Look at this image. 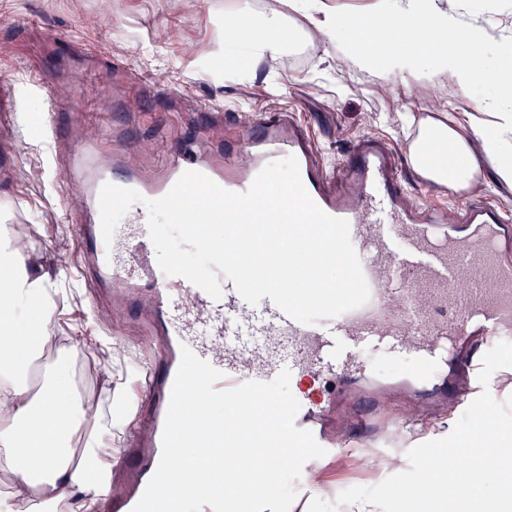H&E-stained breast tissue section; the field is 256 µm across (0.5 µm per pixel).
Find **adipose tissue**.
Segmentation results:
<instances>
[{
    "label": "adipose tissue",
    "instance_id": "1",
    "mask_svg": "<svg viewBox=\"0 0 512 512\" xmlns=\"http://www.w3.org/2000/svg\"><path fill=\"white\" fill-rule=\"evenodd\" d=\"M261 15L251 0H234L232 11L251 18L238 38L253 54L276 60L306 39H335L336 53L354 70L379 78L400 75L426 85L430 77L420 66L421 51L435 64L448 54L458 61L449 74L458 86L469 87L497 70L476 67V49L486 39L482 29L461 31L449 0H366L358 12L363 29L394 28L397 46L367 50L359 34L340 36L343 13L333 0H278ZM415 134L406 152L417 176L427 185L455 193L476 189L485 175L512 188V109L483 100L475 112L458 121L444 112L410 117ZM0 272L11 285L0 290V308L24 299L39 318L18 330L13 315L0 320V512H89L100 483L112 468L103 462L99 437L103 426L88 418L84 396L76 394L64 359L44 369L39 391L28 381L31 364L49 351L55 338L53 310L42 277L29 273L20 251L0 238Z\"/></svg>",
    "mask_w": 512,
    "mask_h": 512
}]
</instances>
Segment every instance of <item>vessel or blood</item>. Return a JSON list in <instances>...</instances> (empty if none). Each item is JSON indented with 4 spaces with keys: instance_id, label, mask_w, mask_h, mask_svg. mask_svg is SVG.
Returning <instances> with one entry per match:
<instances>
[{
    "instance_id": "1",
    "label": "vessel or blood",
    "mask_w": 512,
    "mask_h": 512,
    "mask_svg": "<svg viewBox=\"0 0 512 512\" xmlns=\"http://www.w3.org/2000/svg\"><path fill=\"white\" fill-rule=\"evenodd\" d=\"M104 63L109 80L85 87V95L111 99L121 112L140 111L142 100L126 95L132 76L123 61L108 57ZM26 88L42 104L48 136L70 147L58 169L60 187L70 208L90 222L85 252L97 282L112 288L116 305L139 298L136 316L154 336L151 359L134 376L135 402L129 407L132 416L144 413L150 421L147 451L135 461L141 484H148L160 461L183 348L219 371V391L269 382L285 369L294 382L307 374L337 379V392L300 400L295 417L296 427L310 431L332 459L336 445L327 427L337 410L351 405L366 421L380 419L386 388L418 392L434 407L466 401L479 382L483 356L492 345L512 340V215L473 198L455 217H440L437 209L413 200L377 138H361L347 157L330 163L310 129L286 111L257 116L242 109L233 117L241 135L238 149L223 151L204 141L188 155L172 142L158 147L131 141L122 126L107 128L82 113L59 122V106L72 94L69 84L33 73ZM289 157L296 159L314 202L349 224L370 290L361 307L306 325L270 298L249 304L224 276L221 298L212 299L161 270L145 204L129 209L112 242L103 239L104 184L156 200L194 170L242 193L267 165ZM382 354L408 360L386 387L368 371Z\"/></svg>"
}]
</instances>
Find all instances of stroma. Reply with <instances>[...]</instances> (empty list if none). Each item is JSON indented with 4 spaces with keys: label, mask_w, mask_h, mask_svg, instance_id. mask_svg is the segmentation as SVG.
<instances>
[{
    "label": "stroma",
    "mask_w": 512,
    "mask_h": 512,
    "mask_svg": "<svg viewBox=\"0 0 512 512\" xmlns=\"http://www.w3.org/2000/svg\"><path fill=\"white\" fill-rule=\"evenodd\" d=\"M230 2L208 0L196 7L192 0H112L115 23L111 30L96 32L83 21L96 13L98 0H0V70L17 77L29 67L51 80L101 81L105 74L91 67V60L101 54L121 58L137 76L128 84V94L148 102L147 112L134 119L137 141H151L156 125L171 119L173 134L187 152L200 122L182 111L184 99L221 104L228 119L239 108L286 109L310 127L322 155L334 161L345 158L354 142L369 134L387 145L413 197L426 206L444 205L449 213L457 212L464 195L426 187L408 161L406 115L426 109L414 80L394 76L382 84L366 73L337 70L336 48L324 40L275 63L255 62L246 46L225 34ZM452 5L462 26L485 30L481 51L487 61L512 48V0H452ZM186 33L202 45L199 58L180 54V38ZM17 94L22 99L18 162L13 176L0 175V209L8 213L9 227L26 240V265L47 280L55 300L54 335L62 341L71 336L96 340L92 347L77 345L70 353L72 364L91 357L98 364L95 386L101 398L125 400L131 393V370L147 352L146 333L130 310L113 313L108 328L93 319V308L106 307L107 292L99 290L93 297L83 284L77 240L84 218L68 208L50 176L42 173L39 161L51 146L39 131L40 106L28 99L25 88ZM445 97L444 111L459 116L474 111L484 97L509 108L512 82L480 83L467 91L449 87ZM463 413L451 405L422 414L423 431L396 443L360 420L349 421L342 431L350 445L328 465L329 482L319 498L333 501L349 488L373 487L387 478V471L368 463L361 445L381 459L404 456L420 443L448 436Z\"/></svg>",
    "instance_id": "stroma-1"
}]
</instances>
